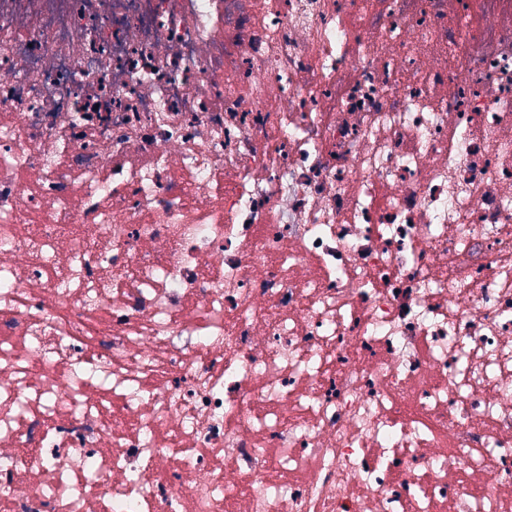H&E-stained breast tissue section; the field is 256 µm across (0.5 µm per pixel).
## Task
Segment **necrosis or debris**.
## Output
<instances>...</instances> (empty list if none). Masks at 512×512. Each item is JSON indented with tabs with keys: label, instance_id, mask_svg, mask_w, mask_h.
I'll return each instance as SVG.
<instances>
[{
	"label": "necrosis or debris",
	"instance_id": "obj_1",
	"mask_svg": "<svg viewBox=\"0 0 512 512\" xmlns=\"http://www.w3.org/2000/svg\"><path fill=\"white\" fill-rule=\"evenodd\" d=\"M0 0V512H512V0Z\"/></svg>",
	"mask_w": 512,
	"mask_h": 512
}]
</instances>
